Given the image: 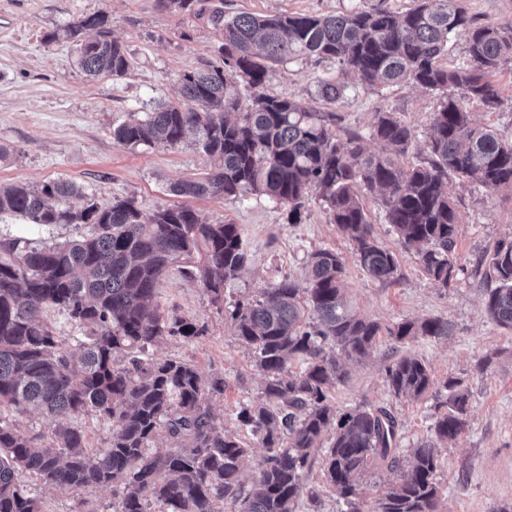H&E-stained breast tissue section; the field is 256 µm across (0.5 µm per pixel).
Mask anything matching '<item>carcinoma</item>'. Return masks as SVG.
<instances>
[{
	"label": "carcinoma",
	"instance_id": "obj_1",
	"mask_svg": "<svg viewBox=\"0 0 512 512\" xmlns=\"http://www.w3.org/2000/svg\"><path fill=\"white\" fill-rule=\"evenodd\" d=\"M196 0H158L167 11L207 15L222 31L221 62L204 61L182 74L185 104L134 112L113 130L122 145L191 147L214 161L171 191L191 198L247 195L288 207L302 221L309 194L323 202L330 223L354 247L370 278L400 280L397 253L374 236L363 197L381 201L383 218L401 247L415 252L422 274L447 288L467 274L456 257L459 209L449 178L512 193V137L474 122L469 104L493 112L501 105L496 73L512 69V24L479 23L462 0H415L397 13L376 0L336 14L229 15ZM76 63L88 76L120 78L129 68L106 15L68 25ZM465 57L445 62L452 42ZM334 60L337 73L319 81L318 96L333 106L353 73L377 89L411 82L441 94L426 140L427 157L406 163L414 135L393 111L376 113L368 134L342 125L332 111L304 107L261 88L276 67L292 60ZM382 144L369 152L365 138ZM0 214L39 227L85 225L65 242L32 246L24 237L0 240V512H43L42 501L17 480L26 472L59 490H121L115 512H296L303 478L322 459L326 480L348 512H362L363 480L377 465L400 476L377 499L376 512H440L434 479L436 442L465 429L470 392L463 382L435 387L426 365L405 354L385 368L397 397L435 390L433 435L398 453L399 421L386 407L338 412L330 393L348 375L345 363L363 358L379 336L397 342L418 336L446 339L448 321L404 320L382 326L347 302L345 266L334 250L310 254L301 277H284L230 312L239 340L263 374L259 400L238 420L266 448L249 485L241 479L249 449L218 427L205 403L201 375L149 349L166 336L202 333L190 319L152 303L159 280L175 264L201 280L214 303L224 285L251 265L236 224H210L189 205L144 218L133 199L102 202L68 181L0 186ZM483 288L487 317L512 329V238L498 240L472 268ZM64 313L82 335L56 336L45 311ZM299 362L301 369L290 366ZM38 411L48 443L24 433L14 416ZM92 413L112 426L108 447L86 446L72 424ZM171 447L151 448L159 432Z\"/></svg>",
	"mask_w": 512,
	"mask_h": 512
}]
</instances>
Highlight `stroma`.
I'll return each instance as SVG.
<instances>
[{"label": "stroma", "instance_id": "stroma-1", "mask_svg": "<svg viewBox=\"0 0 512 512\" xmlns=\"http://www.w3.org/2000/svg\"><path fill=\"white\" fill-rule=\"evenodd\" d=\"M356 0H224L226 13L329 14ZM106 13L112 36L125 48L127 76H86L76 63L64 29L79 17ZM221 32L188 11H163L156 0H0V185H38L65 179L99 200L134 199L144 215L180 204L171 187L207 170L208 158L191 148H128L113 138L114 128L129 113L150 111L157 103H180V78L202 61L219 60ZM332 61H293L274 71L268 94L315 105L318 82L335 75ZM502 105L494 112L479 103L470 111L477 123L512 135V71L494 78ZM335 110L346 126L368 129L376 112L393 110L424 142L439 103L436 92L402 82L370 90L357 78ZM447 188L459 204L457 258L469 265L492 250L499 239L512 237V194L489 191L450 179ZM211 224H236L253 255L249 268L224 286L222 303H212L197 281L171 268L160 280L154 301L203 327V335L166 337L156 346V359L194 365L204 385L224 382L223 393H207L217 419L237 433L251 453L243 478H250L264 450L258 436L242 425L241 406L258 399L261 374L239 340L228 305L256 294L287 275H300L309 255L327 248L345 265V286L355 310L384 325L401 320L438 317L454 328L442 340L421 337L398 343L380 337L363 362L350 364L349 376L331 391L338 410L367 404L390 409L401 421L398 446L413 447L425 438L434 409L429 400L394 397L384 368L400 356L414 354L428 366L436 384L457 378L472 397L467 426L442 449L435 481L443 512H499L512 505V330L496 326L484 313L483 285L469 279L448 289L429 281L413 252L397 247L385 224L379 199L364 201L375 237L397 248L402 278L387 285L372 280L357 265L353 247L329 224L321 201L309 196L301 223L287 220L288 209L252 196L191 202ZM22 236L35 244L78 236L73 225L51 229L22 218L0 215V236ZM488 359L478 370L480 359ZM20 481L29 482L27 474ZM45 512H113L119 497L113 489L60 491L29 482ZM307 495L297 512H346L343 499L327 483L321 466L304 480Z\"/></svg>", "mask_w": 512, "mask_h": 512}]
</instances>
